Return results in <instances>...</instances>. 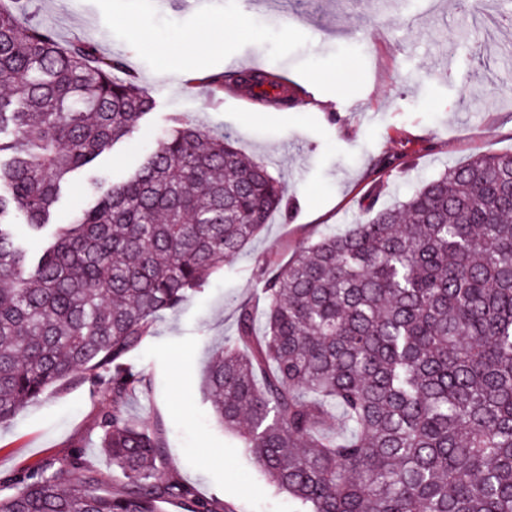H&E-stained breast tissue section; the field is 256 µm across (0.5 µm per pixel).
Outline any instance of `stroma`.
I'll return each instance as SVG.
<instances>
[{"instance_id":"35a3bbf8","label":"stroma","mask_w":512,"mask_h":512,"mask_svg":"<svg viewBox=\"0 0 512 512\" xmlns=\"http://www.w3.org/2000/svg\"><path fill=\"white\" fill-rule=\"evenodd\" d=\"M60 42H91L120 56L155 100L150 115L102 161L127 176L153 150L172 113L228 137L268 163L286 186L282 210L225 261L155 334L128 356L151 386L127 405L134 423H161L176 474L239 512H292L237 440L225 436L202 390L215 349L235 330V307L255 299L263 258L287 261L328 230L362 217L370 195L390 206L445 169L512 151V0H456L432 10L406 0H35ZM224 40L209 44L212 27ZM189 43L197 51L178 54ZM286 74L291 102L262 104L239 91L211 95L202 77ZM399 159L389 178L376 164ZM103 398L68 381L0 424V474L83 447L103 473L95 414Z\"/></svg>"}]
</instances>
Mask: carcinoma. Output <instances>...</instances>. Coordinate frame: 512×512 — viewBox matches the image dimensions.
Listing matches in <instances>:
<instances>
[{
  "label": "carcinoma",
  "mask_w": 512,
  "mask_h": 512,
  "mask_svg": "<svg viewBox=\"0 0 512 512\" xmlns=\"http://www.w3.org/2000/svg\"><path fill=\"white\" fill-rule=\"evenodd\" d=\"M31 6H0V423L86 375L108 401L112 491L77 447L0 479V512H236L170 474L160 423L129 420L150 377L126 357L261 234L284 188L180 113L126 178L88 171L155 101L123 58L60 43ZM205 80L290 101L266 72ZM82 171L95 203L58 224ZM365 213L262 260L263 307L237 306L208 369L216 422L295 512H512V151Z\"/></svg>",
  "instance_id": "1"
}]
</instances>
